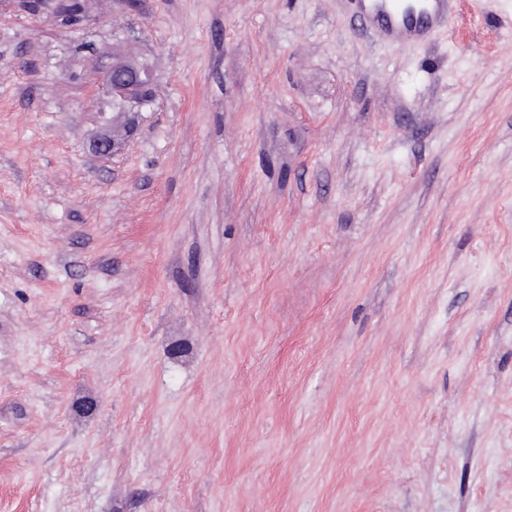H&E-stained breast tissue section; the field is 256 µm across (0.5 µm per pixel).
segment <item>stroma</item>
Segmentation results:
<instances>
[{"label":"stroma","mask_w":512,"mask_h":512,"mask_svg":"<svg viewBox=\"0 0 512 512\" xmlns=\"http://www.w3.org/2000/svg\"><path fill=\"white\" fill-rule=\"evenodd\" d=\"M22 2L0 512H512V0L407 48L357 0ZM100 92L98 103L103 106L112 98L131 106L140 105L145 101L151 82L148 69L135 62H103L100 66ZM98 117L102 121L104 133L97 138L92 145L94 152L100 156H114L121 149L125 142L127 133L132 130V122L128 119L123 124L124 135L117 131L118 119L122 116L137 114L135 112H105V108L101 112H97ZM112 114V115H111Z\"/></svg>","instance_id":"35a3bbf8"}]
</instances>
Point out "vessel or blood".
I'll use <instances>...</instances> for the list:
<instances>
[{
	"label": "vessel or blood",
	"instance_id": "vessel-or-blood-1",
	"mask_svg": "<svg viewBox=\"0 0 512 512\" xmlns=\"http://www.w3.org/2000/svg\"><path fill=\"white\" fill-rule=\"evenodd\" d=\"M450 0H421L420 7L397 9L395 0H360V14L381 38L405 46L443 25Z\"/></svg>",
	"mask_w": 512,
	"mask_h": 512
}]
</instances>
